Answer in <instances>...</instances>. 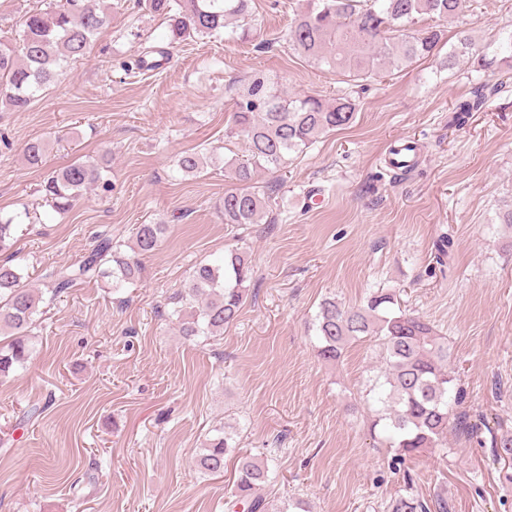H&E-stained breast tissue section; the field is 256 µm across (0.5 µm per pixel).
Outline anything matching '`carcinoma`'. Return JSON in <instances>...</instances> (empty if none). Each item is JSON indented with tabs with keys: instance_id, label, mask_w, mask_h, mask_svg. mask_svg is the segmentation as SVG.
<instances>
[{
	"instance_id": "1",
	"label": "carcinoma",
	"mask_w": 512,
	"mask_h": 512,
	"mask_svg": "<svg viewBox=\"0 0 512 512\" xmlns=\"http://www.w3.org/2000/svg\"><path fill=\"white\" fill-rule=\"evenodd\" d=\"M91 0H60L27 14L18 38L0 42V104L23 111L63 72L68 63L85 55L91 39L110 23ZM250 0H143L146 10L168 19L167 37L178 42L188 38L221 41L224 28L250 17ZM462 9V0H306L304 10L288 31V43L305 58L336 72L353 83L366 82L402 63H412L432 54L441 41V31L419 26L425 19L446 20ZM495 49L487 53L462 32L448 52V66L462 57L477 60L478 68L492 70L501 54L512 58V28H501ZM484 94L456 107L455 123L466 122L469 112ZM358 103L344 91L329 101L319 96H290L261 74L251 76L239 89L230 133L248 147V159L238 163L233 178L239 187L224 192L226 224H255L265 200L252 190L254 172L280 168L292 152H302L322 135L352 124ZM46 146L32 141L24 149L27 163L43 165ZM208 156L184 151L176 158L185 175L203 172ZM110 164L99 158L78 159L60 167L44 181L46 202L57 213L70 210L83 192L101 182ZM15 217L0 216V251L13 241ZM165 224H139L134 228L132 254L112 239V232L97 237L88 255L73 265L55 266L46 273L57 294L78 283L98 278L112 279L121 288L135 281L142 271L139 257L152 253L164 238ZM253 268L245 253L230 251L213 264L197 266L183 285L182 305L173 310L180 335L222 336L224 327L237 319L249 293ZM41 296L22 282L19 269L0 263V331L11 340L0 347V373L24 366L31 352L30 328L38 313ZM394 294L377 289L362 305L346 306L334 298L322 301L314 325L319 340L318 356L325 362L340 359L353 342L368 338L379 346L383 365L371 390L378 391L383 423L390 447L397 449L400 464L426 448H444L448 431L468 438L480 433L478 423L456 408L466 393L448 370L451 352L448 338L439 335L423 317L395 308ZM235 451L233 437L223 432L207 440L197 467L207 474L224 471L225 456ZM270 482L269 468L245 460L239 465L236 488L224 500L225 512H269L268 502L258 493ZM391 512H430L427 502L399 496Z\"/></svg>"
}]
</instances>
